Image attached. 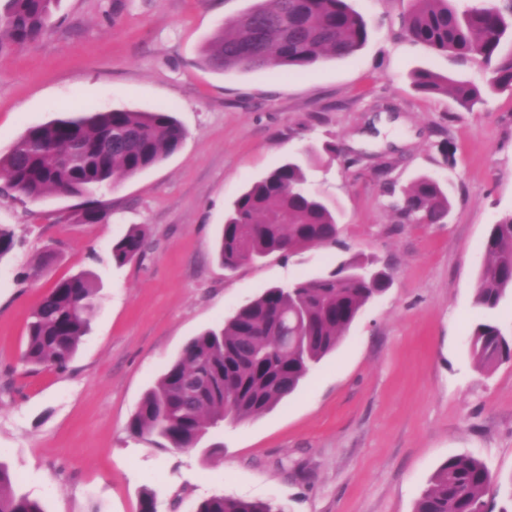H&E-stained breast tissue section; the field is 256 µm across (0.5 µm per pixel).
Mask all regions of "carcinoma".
<instances>
[{"mask_svg":"<svg viewBox=\"0 0 512 512\" xmlns=\"http://www.w3.org/2000/svg\"><path fill=\"white\" fill-rule=\"evenodd\" d=\"M58 0H0V56L45 33ZM409 39L437 52L484 64L482 84L435 73L413 72L414 87L451 95L467 112L512 91V0H409L403 16ZM369 38L367 21L348 0H259L229 27H220L203 49L215 72L282 68L299 72L326 58L343 59ZM185 132L165 109L153 112H88L30 127L0 155V195L38 200L49 195L82 197L110 187L161 162L181 146ZM313 158L291 157L249 184L229 209L216 241L217 258L234 269L246 257L286 256L298 248L336 241L339 210L310 187ZM451 201L437 178L423 174L403 190L396 211L403 224H444ZM109 211L86 207L87 223ZM18 243L0 225V260ZM148 249L145 229L131 227L112 243L122 266ZM486 262L473 304L478 323L470 337L476 367L489 371L512 361V335L490 314L512 297V213L489 229ZM390 285L373 257L354 255L315 278L274 286L240 306L224 323L185 345L144 394L129 422L136 436H152L168 448H194L225 421L240 422L275 408L337 347L362 309ZM92 275L56 281L38 301L27 327L22 360L33 367H67L94 308ZM503 484L512 500V479L499 480L478 458L453 456L436 469L414 512H494L486 499ZM0 512H45L17 492L0 462ZM195 512H283L271 502L212 495Z\"/></svg>","mask_w":512,"mask_h":512,"instance_id":"cac0c4a2","label":"carcinoma"}]
</instances>
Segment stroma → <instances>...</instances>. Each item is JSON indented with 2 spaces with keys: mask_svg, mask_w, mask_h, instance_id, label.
<instances>
[{
  "mask_svg": "<svg viewBox=\"0 0 512 512\" xmlns=\"http://www.w3.org/2000/svg\"><path fill=\"white\" fill-rule=\"evenodd\" d=\"M255 0H60L38 41L0 56V154L30 127L92 107L173 112L186 131L161 163L93 198L108 221L79 219L78 197L0 196V224L21 244L0 259V461L46 512H195L214 494L284 512H414L437 467L471 455L512 477V361L476 369L473 288L491 224L512 212V92L481 109L417 91L412 70L474 83L484 70L412 42L407 0H349L365 46L298 73H216L202 49ZM393 105L396 116L382 112ZM320 157L316 188L337 200L336 244L224 268L215 242L227 209L292 151ZM450 140L455 163L437 150ZM397 189L429 173L448 188L444 224H404L372 164ZM386 179V180H387ZM144 226L143 260L112 261L113 241ZM54 245L41 277L29 271ZM364 252L391 277L335 352L273 410L212 431L219 455L161 449L127 426L185 344L265 289ZM93 272L87 334L64 371L22 363L32 308L53 283Z\"/></svg>",
  "mask_w": 512,
  "mask_h": 512,
  "instance_id": "obj_1",
  "label": "stroma"
}]
</instances>
